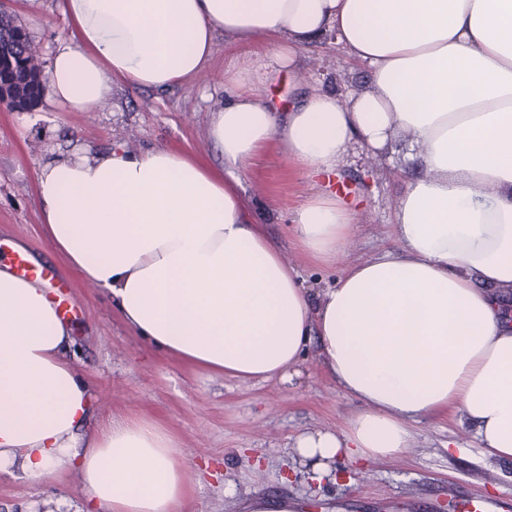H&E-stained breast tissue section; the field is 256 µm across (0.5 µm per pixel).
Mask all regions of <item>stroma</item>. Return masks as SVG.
<instances>
[{
    "instance_id": "obj_1",
    "label": "stroma",
    "mask_w": 512,
    "mask_h": 512,
    "mask_svg": "<svg viewBox=\"0 0 512 512\" xmlns=\"http://www.w3.org/2000/svg\"><path fill=\"white\" fill-rule=\"evenodd\" d=\"M7 10L39 48L41 64H48L69 35L61 0H9ZM242 63L234 37L223 34L209 66L187 86L158 92L117 82L110 98L88 112H65L45 99L28 110L0 104V257L22 248L71 285L81 310L72 325L71 360L92 389L89 429L109 417L134 415L164 424L187 465L194 512H241L242 502L256 494L289 496L301 512H441L448 502L493 505L512 497V461L484 456L474 426L445 416L416 425L410 448L399 458L365 467L340 460L337 480L307 482L298 468L296 437L341 429L359 408L325 373L317 342H309L301 374L289 384L211 375L149 348L100 289L76 279L47 249L35 188L48 157L99 152L120 142L132 151L165 145L218 163L207 139L210 114L224 103L225 69ZM367 78V65L327 35L259 90L284 112L312 88L346 93L366 87ZM418 154L406 134L383 154L356 144L337 173L324 179L302 173L277 142L238 169L239 190L267 233L281 242L285 260L313 299L335 284L339 271L316 267L291 244L295 212L318 194L334 193L355 211L346 260L395 249V205L408 178L423 173ZM83 499L74 470L40 483L0 475V512H79Z\"/></svg>"
}]
</instances>
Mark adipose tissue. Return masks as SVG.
Masks as SVG:
<instances>
[{
    "label": "adipose tissue",
    "mask_w": 512,
    "mask_h": 512,
    "mask_svg": "<svg viewBox=\"0 0 512 512\" xmlns=\"http://www.w3.org/2000/svg\"><path fill=\"white\" fill-rule=\"evenodd\" d=\"M63 14L69 36L47 85L68 112L106 100L116 80L186 85L222 33L282 37L273 71L328 33L368 64L365 89L313 90L283 117L250 64L227 70L229 98L207 128L218 167L120 143L49 159L36 183L46 246L138 336L211 374L292 382L317 337L360 409L340 432L296 438L310 480L341 458L400 457L413 425L444 412L474 426L486 457L512 460V0H64ZM399 132L425 174L396 204V250L342 264L353 211L318 195L296 212L294 245L344 267L309 303L225 166L253 163L277 138L305 171L331 173L353 143L384 151ZM72 344L48 286L0 265V474L79 470L83 512H194L164 425L109 418L87 432L92 392Z\"/></svg>",
    "instance_id": "1"
}]
</instances>
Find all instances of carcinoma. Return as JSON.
Instances as JSON below:
<instances>
[{
    "instance_id": "cac0c4a2",
    "label": "carcinoma",
    "mask_w": 512,
    "mask_h": 512,
    "mask_svg": "<svg viewBox=\"0 0 512 512\" xmlns=\"http://www.w3.org/2000/svg\"><path fill=\"white\" fill-rule=\"evenodd\" d=\"M26 33L6 13L0 14V53L7 57L0 66V91L19 105H33L43 95L46 77L30 64Z\"/></svg>"
}]
</instances>
